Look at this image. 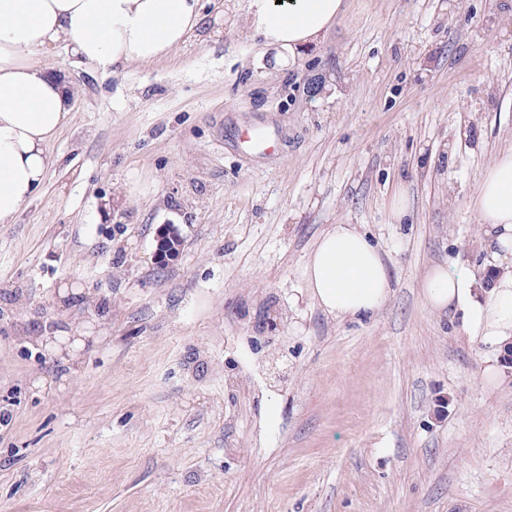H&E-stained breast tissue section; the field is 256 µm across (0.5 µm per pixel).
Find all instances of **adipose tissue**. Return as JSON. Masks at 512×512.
<instances>
[{"label":"adipose tissue","instance_id":"ef3b65f1","mask_svg":"<svg viewBox=\"0 0 512 512\" xmlns=\"http://www.w3.org/2000/svg\"><path fill=\"white\" fill-rule=\"evenodd\" d=\"M344 6V0H248L242 22L262 36L273 67L282 68L318 45ZM199 21V0H0V224L14 223L41 189L54 163L48 146L75 94L47 53L61 45L78 63L104 70L149 64L180 50ZM470 207L499 250L512 255V150L485 169ZM304 275L311 298L339 318L372 315L390 293L381 254L350 224L320 235ZM423 297L438 312L465 305L471 335L512 346V272L474 291L438 267Z\"/></svg>","mask_w":512,"mask_h":512}]
</instances>
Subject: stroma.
Wrapping results in <instances>:
<instances>
[{"label":"stroma","mask_w":512,"mask_h":512,"mask_svg":"<svg viewBox=\"0 0 512 512\" xmlns=\"http://www.w3.org/2000/svg\"><path fill=\"white\" fill-rule=\"evenodd\" d=\"M245 5L202 0L207 34L162 61L47 56L76 95L0 224V512H512V367L422 297L437 266L512 270L470 208L512 149V0H345L281 70ZM333 224L385 260L373 316L309 296ZM75 327L73 361L38 342Z\"/></svg>","instance_id":"35a3bbf8"}]
</instances>
